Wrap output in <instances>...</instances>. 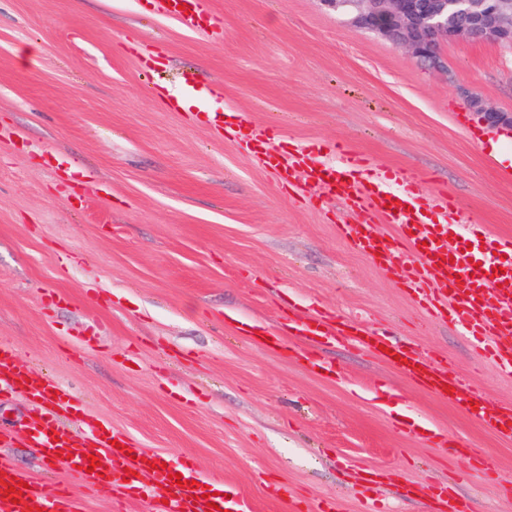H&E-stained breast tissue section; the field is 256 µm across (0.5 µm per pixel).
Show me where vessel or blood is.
<instances>
[{
  "label": "vessel or blood",
  "instance_id": "obj_1",
  "mask_svg": "<svg viewBox=\"0 0 512 512\" xmlns=\"http://www.w3.org/2000/svg\"><path fill=\"white\" fill-rule=\"evenodd\" d=\"M160 8L190 26L198 23L204 2L160 0ZM252 151L273 171L285 166L284 154L267 141L253 140ZM336 154L340 165L312 170V184L327 194L367 202L396 226V235L390 239L374 235L366 225L356 229L340 226L342 236L359 249H370L375 261L401 265L402 288L431 310L462 324L466 336L488 359L512 371V323L497 315L499 302L512 301V241L483 235L479 225L470 224L466 227L470 247L449 248L451 225L433 223L416 195L392 190L382 181H362L365 161L348 145H337ZM476 253L481 256L477 264L471 261ZM295 330L317 346L344 339L375 352L382 348L392 351L417 386L484 418L498 434L512 438V405L486 412L482 403L463 396L461 383L449 372L447 363L422 358L388 334L375 335L351 323L329 329L301 321ZM4 388L26 394L42 408L29 433L31 447L42 457L75 471L88 487L130 499L152 493L158 512H254L251 501L239 494H219L212 507L202 508L200 498L209 480L199 477L188 459L164 464L159 455L113 431L99 433L93 446H86L60 423L62 414L77 410L73 395L19 365L10 345L1 340L0 390ZM92 455L100 462L93 473L88 470ZM22 481L26 489L11 497L10 488ZM0 512H83V508L66 493L46 492L36 479L20 473L11 460L0 456Z\"/></svg>",
  "mask_w": 512,
  "mask_h": 512
}]
</instances>
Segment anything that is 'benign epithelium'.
<instances>
[{"label": "benign epithelium", "mask_w": 512, "mask_h": 512, "mask_svg": "<svg viewBox=\"0 0 512 512\" xmlns=\"http://www.w3.org/2000/svg\"><path fill=\"white\" fill-rule=\"evenodd\" d=\"M353 23L407 49L428 66L441 64L440 48L456 39L512 45V0H351ZM469 105L492 127L512 126V113L478 98Z\"/></svg>", "instance_id": "benign-epithelium-1"}]
</instances>
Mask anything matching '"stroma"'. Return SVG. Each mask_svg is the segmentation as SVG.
Returning <instances> with one entry per match:
<instances>
[{
  "label": "stroma",
  "mask_w": 512,
  "mask_h": 512,
  "mask_svg": "<svg viewBox=\"0 0 512 512\" xmlns=\"http://www.w3.org/2000/svg\"><path fill=\"white\" fill-rule=\"evenodd\" d=\"M432 70L323 0H205L190 29L155 0H0V340L17 362L72 391L69 430H114L168 459H192L256 512L289 499L364 512H433L446 487L472 512H512V439L347 343L318 347L325 374L263 347L247 320L283 331L319 314L386 332L444 360L465 394L512 404V377L454 322L399 288L338 234L392 224L263 167L246 138L197 107L174 110L177 75L212 87L207 112L242 113L251 133L331 162L347 142L370 178L422 201L455 199L492 236L512 237V166L490 155L498 129L465 93L512 113V47L458 39ZM95 337L82 346V337ZM447 431L410 436L395 413ZM36 408L0 396V449L47 490L67 484L84 512L115 509L36 455ZM482 449L493 481L472 478Z\"/></svg>",
  "instance_id": "35a3bbf8"
}]
</instances>
